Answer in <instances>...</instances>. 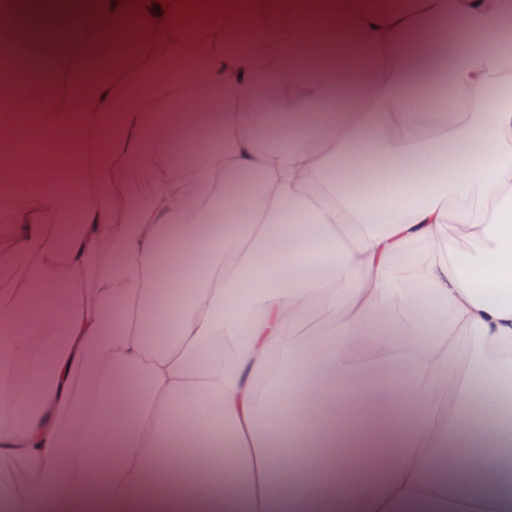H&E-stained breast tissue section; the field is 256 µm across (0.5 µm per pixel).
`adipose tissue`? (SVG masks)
<instances>
[{
    "instance_id": "ef3b65f1",
    "label": "adipose tissue",
    "mask_w": 512,
    "mask_h": 512,
    "mask_svg": "<svg viewBox=\"0 0 512 512\" xmlns=\"http://www.w3.org/2000/svg\"><path fill=\"white\" fill-rule=\"evenodd\" d=\"M181 16L0 0V512H512V0Z\"/></svg>"
}]
</instances>
